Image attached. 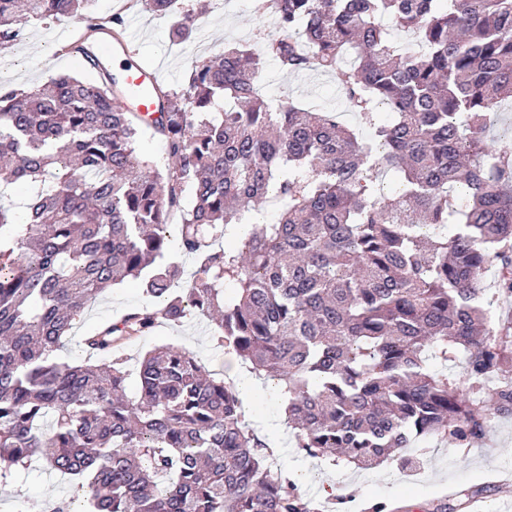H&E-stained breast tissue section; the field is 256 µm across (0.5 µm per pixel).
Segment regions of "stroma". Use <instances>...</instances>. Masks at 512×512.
<instances>
[{"instance_id":"obj_1","label":"stroma","mask_w":512,"mask_h":512,"mask_svg":"<svg viewBox=\"0 0 512 512\" xmlns=\"http://www.w3.org/2000/svg\"><path fill=\"white\" fill-rule=\"evenodd\" d=\"M189 2L194 8L205 9L206 22L190 40L181 43L172 41L169 19L144 10L133 0H95L91 10L105 16L124 8L126 18L136 21L132 40L136 60L160 66L162 82L170 86L181 82L193 62L203 58L205 49L215 50L227 42L252 43L260 24L267 31L275 29L272 17L256 19L253 0ZM74 28V21L66 17L29 23L24 41L0 50V86L32 88L61 74H80L73 58L55 47L58 35L71 34ZM47 48L52 51L48 57L43 54ZM343 74L340 68L289 74L271 62L263 73L261 90L269 99H287L306 108L339 113L342 121L351 125L355 117L342 94ZM146 302L140 286L133 282L104 291L67 338L60 358L69 363L80 362L81 336ZM159 342L192 351L205 370L212 373L223 372L225 365L236 359L233 352L216 346L210 322L193 315L178 325L159 326L129 345L125 350L129 367H136L139 357ZM275 461L279 468L302 472L299 490L312 500L321 497L320 481L334 480L340 498L333 512H373L376 503L392 504V512H470L465 503L471 496L483 497L487 512H512V489L500 488L491 479L492 473L512 469V418L492 421L484 438L472 446L423 439L415 447L403 449L398 459L361 473L343 464L335 466L309 457L290 441L276 452ZM76 495L75 483L69 476L37 467L0 482V512H17L21 506L31 510L47 501Z\"/></svg>"}]
</instances>
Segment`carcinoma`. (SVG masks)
Instances as JSON below:
<instances>
[{
	"mask_svg": "<svg viewBox=\"0 0 512 512\" xmlns=\"http://www.w3.org/2000/svg\"><path fill=\"white\" fill-rule=\"evenodd\" d=\"M91 2L0 0V49L30 18L83 23ZM140 2L175 17L173 39L192 36L185 0ZM254 12L276 34L260 27L257 48L228 43L156 86L155 116L104 75L0 90V196L31 188L21 208L0 202L1 479L34 464L68 475L87 512H319L272 469L234 384L193 352L154 345L127 393L124 346L191 315L280 383L312 457L368 471L414 440L469 446L512 417V324L492 301L512 299V151L488 137L512 101V0H255ZM94 38L68 51L97 71ZM348 55L354 127L260 93L270 60L299 74ZM144 128L165 144L162 169L138 151ZM387 172L392 195L377 188ZM266 201L281 204L273 223L256 216ZM175 209L178 249L196 258L184 288ZM130 279L151 306L86 336L83 362L59 361L85 310Z\"/></svg>",
	"mask_w": 512,
	"mask_h": 512,
	"instance_id": "1",
	"label": "carcinoma"
}]
</instances>
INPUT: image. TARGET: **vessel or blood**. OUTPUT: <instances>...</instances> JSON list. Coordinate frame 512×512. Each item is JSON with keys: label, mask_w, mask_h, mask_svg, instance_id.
I'll use <instances>...</instances> for the list:
<instances>
[{"label": "vessel or blood", "mask_w": 512, "mask_h": 512, "mask_svg": "<svg viewBox=\"0 0 512 512\" xmlns=\"http://www.w3.org/2000/svg\"><path fill=\"white\" fill-rule=\"evenodd\" d=\"M99 49L107 71L129 89L133 109L143 115L159 111L160 103L152 93L158 84V71L134 60L131 37L117 39L109 30H100Z\"/></svg>", "instance_id": "obj_1"}]
</instances>
